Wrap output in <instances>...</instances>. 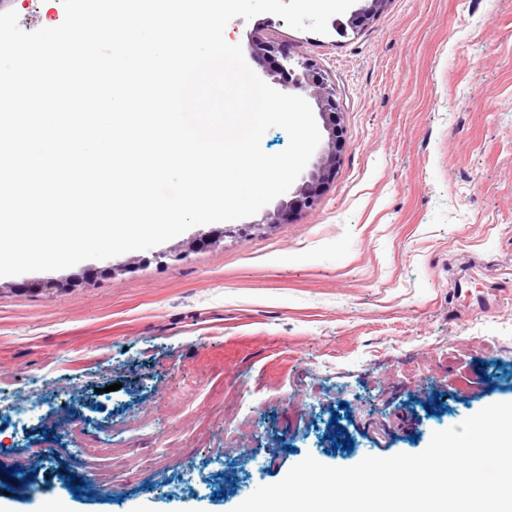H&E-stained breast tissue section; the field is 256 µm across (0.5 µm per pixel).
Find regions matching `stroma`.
Listing matches in <instances>:
<instances>
[{
	"instance_id": "1",
	"label": "stroma",
	"mask_w": 512,
	"mask_h": 512,
	"mask_svg": "<svg viewBox=\"0 0 512 512\" xmlns=\"http://www.w3.org/2000/svg\"><path fill=\"white\" fill-rule=\"evenodd\" d=\"M224 36L319 64L336 175L286 223L0 277V470L31 476L0 512H232L306 456L416 454L512 402V0Z\"/></svg>"
}]
</instances>
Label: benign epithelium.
I'll return each instance as SVG.
<instances>
[{
	"mask_svg": "<svg viewBox=\"0 0 512 512\" xmlns=\"http://www.w3.org/2000/svg\"><path fill=\"white\" fill-rule=\"evenodd\" d=\"M363 2L364 5L353 11L348 20L347 26L353 30L382 13L390 0ZM248 47L251 58L266 69L282 90H300L314 100L327 133L325 147L302 185L292 198L282 201L274 211L267 214L266 223L281 224L302 210L314 208L326 184L335 177L339 155L344 148L341 107L336 98V88L328 82L316 63L308 59L299 60L298 69L295 70L287 66L291 56L273 44L253 39Z\"/></svg>",
	"mask_w": 512,
	"mask_h": 512,
	"instance_id": "7a95c632",
	"label": "benign epithelium"
}]
</instances>
